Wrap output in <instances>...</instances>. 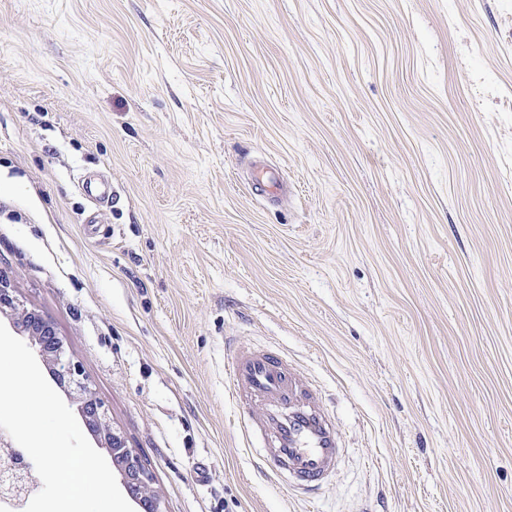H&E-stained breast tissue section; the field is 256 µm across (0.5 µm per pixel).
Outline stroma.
Segmentation results:
<instances>
[{
	"mask_svg": "<svg viewBox=\"0 0 512 512\" xmlns=\"http://www.w3.org/2000/svg\"><path fill=\"white\" fill-rule=\"evenodd\" d=\"M0 273L164 512H512V0H0ZM233 341L335 414L314 500ZM254 168L256 174L253 186L257 193L279 197L285 192V182L275 169L262 164L255 165ZM227 370L244 434L259 442L260 468L300 494L327 483L343 445L335 417L312 384L281 353L240 343L229 350Z\"/></svg>",
	"mask_w": 512,
	"mask_h": 512,
	"instance_id": "stroma-1",
	"label": "stroma"
}]
</instances>
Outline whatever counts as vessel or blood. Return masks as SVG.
<instances>
[{
	"mask_svg": "<svg viewBox=\"0 0 512 512\" xmlns=\"http://www.w3.org/2000/svg\"><path fill=\"white\" fill-rule=\"evenodd\" d=\"M254 189L277 197L285 183L259 164ZM231 393L242 410L243 431L259 443L261 469L285 488L309 494L334 475L343 445L335 417L312 384L273 350L233 345L227 358Z\"/></svg>",
	"mask_w": 512,
	"mask_h": 512,
	"instance_id": "obj_1",
	"label": "vessel or blood"
}]
</instances>
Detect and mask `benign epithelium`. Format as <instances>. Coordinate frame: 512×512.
Instances as JSON below:
<instances>
[{"label":"benign epithelium","mask_w":512,"mask_h":512,"mask_svg":"<svg viewBox=\"0 0 512 512\" xmlns=\"http://www.w3.org/2000/svg\"><path fill=\"white\" fill-rule=\"evenodd\" d=\"M11 312L15 329L28 337L42 359L53 367L61 386L80 403L88 428L109 452L129 493L138 500L142 512H163L161 499L152 487L150 470L123 435L114 431L104 403L92 392L80 366L67 357L62 339L53 323L35 310L21 304L12 294L7 280L0 274V314ZM40 478L24 454L12 447L6 436L0 437V486L14 491L32 492Z\"/></svg>","instance_id":"7a95c632"}]
</instances>
